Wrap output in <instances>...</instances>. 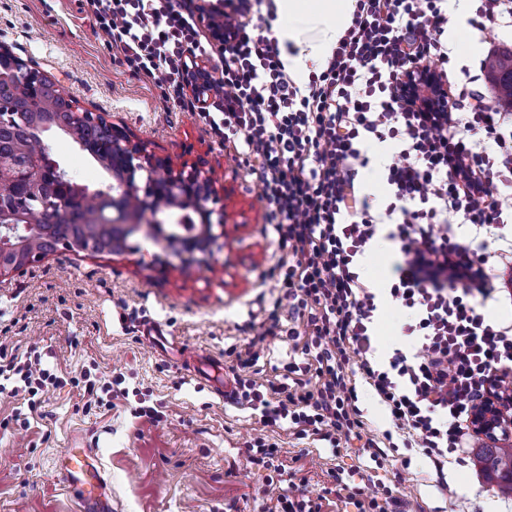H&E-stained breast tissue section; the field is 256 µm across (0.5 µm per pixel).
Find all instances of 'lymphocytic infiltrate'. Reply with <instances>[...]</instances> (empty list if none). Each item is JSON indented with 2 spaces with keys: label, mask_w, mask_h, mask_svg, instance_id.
<instances>
[{
  "label": "lymphocytic infiltrate",
  "mask_w": 512,
  "mask_h": 512,
  "mask_svg": "<svg viewBox=\"0 0 512 512\" xmlns=\"http://www.w3.org/2000/svg\"><path fill=\"white\" fill-rule=\"evenodd\" d=\"M116 49L119 64L150 79L181 106L185 87L205 99L200 117L225 141L240 142L269 207L268 221L287 260L278 265L284 290L270 326L238 353L235 393L264 426H290L331 449L362 439L357 382L389 413L405 446L422 449L436 470L468 447L470 416L492 395L512 396V325L490 322L492 298L486 236L512 223V110L477 89L448 96L444 112L418 111L406 86L414 66L448 64L442 37L456 26L447 0H356L354 19L326 68L305 87L288 78L275 38L239 18L224 51V69L209 80L199 60L208 50L182 0H82ZM388 144L395 160L383 180L384 213L362 192L366 150ZM472 230L469 243L457 230ZM399 245L389 294L409 311L401 337L416 355L394 349L387 365L372 359L377 295L358 261L379 234ZM301 321L282 328L281 311ZM301 342L303 363L287 378L260 383L247 376L267 337ZM358 359V378L346 372ZM0 377L36 396L61 380L40 357L0 353ZM277 443L258 436L247 467L274 468L257 492L275 497L268 512H321L322 505L282 488ZM332 476L357 512H388L399 499L384 484L372 491Z\"/></svg>",
  "instance_id": "1"
}]
</instances>
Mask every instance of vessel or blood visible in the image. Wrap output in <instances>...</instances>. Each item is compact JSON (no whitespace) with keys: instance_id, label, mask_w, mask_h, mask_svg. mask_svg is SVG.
Returning a JSON list of instances; mask_svg holds the SVG:
<instances>
[{"instance_id":"1","label":"vessel or blood","mask_w":512,"mask_h":512,"mask_svg":"<svg viewBox=\"0 0 512 512\" xmlns=\"http://www.w3.org/2000/svg\"><path fill=\"white\" fill-rule=\"evenodd\" d=\"M57 462L58 478L78 498L80 512H112V498L94 449L67 448Z\"/></svg>"}]
</instances>
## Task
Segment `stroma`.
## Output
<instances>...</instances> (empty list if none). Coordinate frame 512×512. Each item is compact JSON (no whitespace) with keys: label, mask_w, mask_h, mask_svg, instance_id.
Listing matches in <instances>:
<instances>
[{"label":"stroma","mask_w":512,"mask_h":512,"mask_svg":"<svg viewBox=\"0 0 512 512\" xmlns=\"http://www.w3.org/2000/svg\"><path fill=\"white\" fill-rule=\"evenodd\" d=\"M475 9L468 0L448 33L447 69L458 90L469 85L463 67L512 49V29L482 33L469 26ZM0 44L61 85L81 108L127 126L157 156L197 165L213 183L208 206L214 213L228 209L247 218L239 227H214L219 247L204 267L183 269L164 237L143 231L128 238L123 254L61 248L0 279V350L22 360L38 355L66 381L32 402L0 393V512H78L55 474L60 451L72 442L99 454L112 512H263L256 490L264 473L245 466L247 444L260 434L278 444L286 470L305 478L306 494L322 497V512H343L329 473L367 465L358 445L333 456L327 443L263 426L258 412L213 391L232 386L237 352L268 325L282 294L270 275L282 252L241 148L120 66L91 15L69 0H0ZM47 143L74 182L93 190L110 184L107 171L69 136L54 133ZM502 233L488 241L492 285L501 299L489 315L512 323V262L498 257L512 239V224ZM398 256L397 245L381 234L360 261L362 276L381 289L373 354L381 363L394 349H411L399 335L408 313L383 292ZM150 322L164 331L153 345L143 336ZM302 359L271 336L249 373L262 382ZM86 375L100 385L118 384L121 396L88 405L70 384ZM148 407L155 415H145ZM392 454L396 466L378 471V481L422 512H512V497L481 472L473 450H466L464 464L449 463L444 489L421 449L399 447Z\"/></svg>","instance_id":"stroma-1"}]
</instances>
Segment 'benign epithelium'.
<instances>
[{"label": "benign epithelium", "mask_w": 512, "mask_h": 512, "mask_svg": "<svg viewBox=\"0 0 512 512\" xmlns=\"http://www.w3.org/2000/svg\"><path fill=\"white\" fill-rule=\"evenodd\" d=\"M191 9L198 15L206 28L211 40L224 47L230 34L235 32V20L242 10L240 0H190ZM410 91L415 99L416 107L426 112L441 111L444 103L443 95L448 93L445 85L437 84L435 71L421 67L414 69L410 78ZM112 147L115 156L121 161V191L112 196L113 227L129 237L148 226L154 233L163 235L171 243L180 241V237L165 230L152 209L154 196L162 191L169 195L176 208L187 207L195 210L201 220V238L199 243L185 242L183 247L187 253L202 248L214 240L212 234V211L207 202L215 194L211 180L198 167L176 168L167 158L157 156L148 150V145L134 139V135L124 126H112ZM146 173L144 186L136 181L137 172ZM133 191L139 195L145 209V223H135L121 213V201L124 192ZM20 217L0 213V277L8 276L16 271V264L5 262L4 257L15 252L16 247L7 244L8 240L30 230L27 224L18 223ZM473 434L490 442L506 441L512 438V418L507 416L505 409L495 398L478 406L471 414Z\"/></svg>", "instance_id": "1"}]
</instances>
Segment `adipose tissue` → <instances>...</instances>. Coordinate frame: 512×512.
<instances>
[{
	"mask_svg": "<svg viewBox=\"0 0 512 512\" xmlns=\"http://www.w3.org/2000/svg\"><path fill=\"white\" fill-rule=\"evenodd\" d=\"M272 28L288 77L302 82L327 64L350 27L355 0H275Z\"/></svg>",
	"mask_w": 512,
	"mask_h": 512,
	"instance_id": "1",
	"label": "adipose tissue"
}]
</instances>
